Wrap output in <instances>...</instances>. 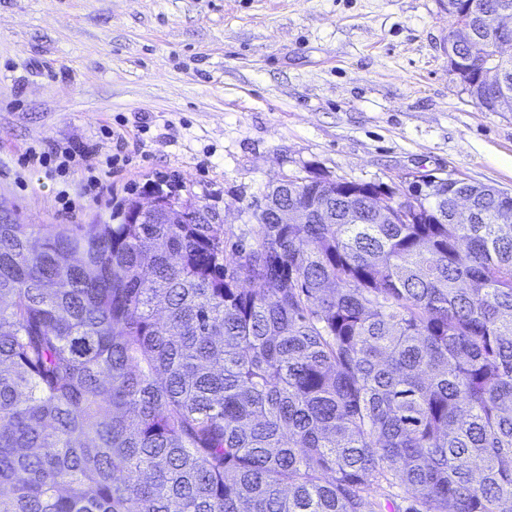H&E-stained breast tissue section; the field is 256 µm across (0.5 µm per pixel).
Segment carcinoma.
<instances>
[{"label": "carcinoma", "instance_id": "1", "mask_svg": "<svg viewBox=\"0 0 512 512\" xmlns=\"http://www.w3.org/2000/svg\"><path fill=\"white\" fill-rule=\"evenodd\" d=\"M469 54L494 112L475 71L512 93V58ZM463 190L477 224L446 184L383 224L394 184L288 182L229 257L222 224L130 223L137 197L1 210L0 512H512V198Z\"/></svg>", "mask_w": 512, "mask_h": 512}]
</instances>
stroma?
<instances>
[{
	"label": "stroma",
	"mask_w": 512,
	"mask_h": 512,
	"mask_svg": "<svg viewBox=\"0 0 512 512\" xmlns=\"http://www.w3.org/2000/svg\"><path fill=\"white\" fill-rule=\"evenodd\" d=\"M453 27L448 0H0V201L108 224L164 179L249 247L263 194L295 176L406 191L445 170L512 192V112L452 81ZM118 135L129 159L108 170ZM81 141L67 173L24 162Z\"/></svg>",
	"instance_id": "obj_1"
}]
</instances>
